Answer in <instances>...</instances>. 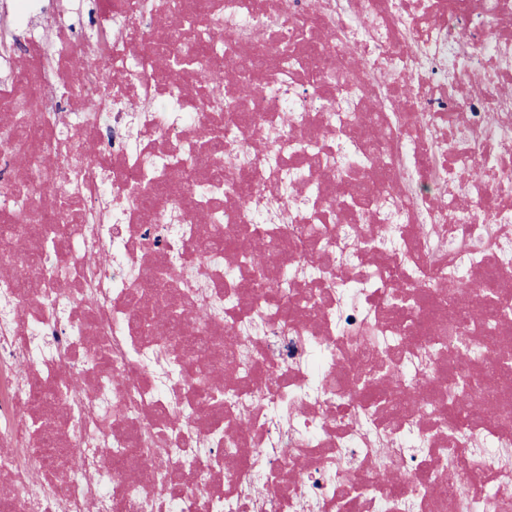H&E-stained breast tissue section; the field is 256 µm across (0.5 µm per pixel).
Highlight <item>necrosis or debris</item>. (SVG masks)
I'll return each instance as SVG.
<instances>
[{
    "label": "necrosis or debris",
    "instance_id": "necrosis-or-debris-1",
    "mask_svg": "<svg viewBox=\"0 0 512 512\" xmlns=\"http://www.w3.org/2000/svg\"><path fill=\"white\" fill-rule=\"evenodd\" d=\"M41 2L0 0L47 32L0 54L8 512H512V0Z\"/></svg>",
    "mask_w": 512,
    "mask_h": 512
}]
</instances>
